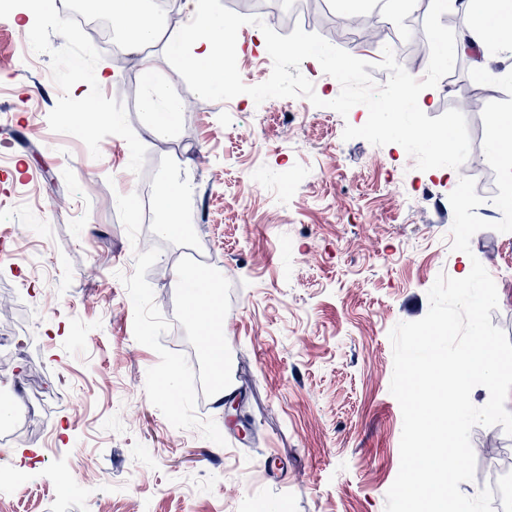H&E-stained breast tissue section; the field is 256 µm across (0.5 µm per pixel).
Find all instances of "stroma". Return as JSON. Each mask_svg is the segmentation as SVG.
<instances>
[{
  "label": "stroma",
  "mask_w": 512,
  "mask_h": 512,
  "mask_svg": "<svg viewBox=\"0 0 512 512\" xmlns=\"http://www.w3.org/2000/svg\"><path fill=\"white\" fill-rule=\"evenodd\" d=\"M180 2L159 10L162 40L151 49L184 104L164 141L143 134V71L115 66L99 81L107 49L88 30H62L82 0H52L25 26L11 16L26 0H0V297L13 298L0 329L23 350L0 356V383L38 417L0 459V476L18 483L0 512H92L102 500L112 512H239L254 502L266 512H385L403 425L389 332L426 315L441 272L463 269L453 211L435 207L456 179L417 170L400 145L343 140L368 111L327 108L340 85H322L307 60L300 71L323 104L292 117H282V98L198 97L164 56L171 23L188 19ZM220 2L284 36L298 26L320 34L372 63L380 85L384 44L363 38L362 25L400 28L403 68L419 79L428 66L411 48L426 39L431 0L399 10L372 0L352 17L337 0L300 11ZM259 33L248 24L237 36L248 85L272 72ZM473 67L457 55L449 92L426 89L429 117L475 91L481 105L507 100L478 86ZM465 117L471 150L458 173L485 199L479 216L495 221L482 113ZM166 179L196 186L180 238L158 234L159 213L144 209ZM126 193L130 206L118 205ZM191 238L224 265V357L251 429L243 438L223 403L199 407L183 386L178 341L199 327L185 319L172 270ZM470 246L497 286L491 322L512 339V233L481 230ZM29 251L41 270L21 263ZM89 467L103 481L89 483ZM61 473L71 481L63 492Z\"/></svg>",
  "instance_id": "obj_1"
}]
</instances>
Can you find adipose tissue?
I'll return each instance as SVG.
<instances>
[{"label": "adipose tissue", "mask_w": 512, "mask_h": 512, "mask_svg": "<svg viewBox=\"0 0 512 512\" xmlns=\"http://www.w3.org/2000/svg\"><path fill=\"white\" fill-rule=\"evenodd\" d=\"M453 8L462 10L470 19L468 27L458 38L461 49L486 50L496 47L512 52V0H449ZM87 11H108L114 32L124 45L135 52L153 46L158 38V26L149 12L146 0H84ZM192 20L181 42L170 46V53L179 55L194 76L202 94L212 93L217 86L227 84L232 76L224 68V50L227 34L223 25L211 17L209 0H186ZM141 109L147 120L143 125L145 136L163 138L174 128L182 103L174 97L167 80L147 73ZM185 189L163 182L155 192V204L162 217L164 234H177L185 211ZM177 285L182 289L185 314L191 321L207 318L209 327L200 331L214 373L224 371V307L223 300L211 285L209 277L189 283L185 269L173 271Z\"/></svg>", "instance_id": "obj_1"}]
</instances>
